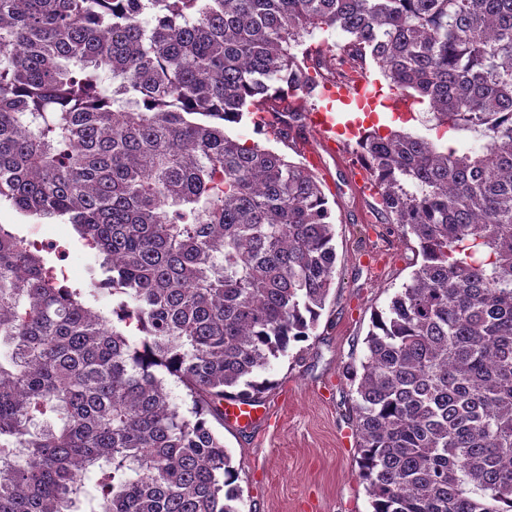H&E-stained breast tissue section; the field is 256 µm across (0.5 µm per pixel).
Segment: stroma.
Returning <instances> with one entry per match:
<instances>
[{
  "label": "stroma",
  "instance_id": "stroma-1",
  "mask_svg": "<svg viewBox=\"0 0 512 512\" xmlns=\"http://www.w3.org/2000/svg\"><path fill=\"white\" fill-rule=\"evenodd\" d=\"M390 97L385 81L373 76L366 95L344 103L309 97L315 109L335 112L332 132L308 123L282 142L255 133L248 120L232 129L311 169L329 200L336 249L333 283L317 328L272 360L265 372L274 383L261 398L266 419L251 428L216 426L237 472L239 512H371V498L359 477L351 414L356 388L345 370L362 360L374 312L410 280L416 256L412 241L377 215L373 196L354 181L351 170L359 160L346 124L437 138L426 110L413 115L392 111ZM0 224L24 238L58 241L64 256L50 250L46 259L64 264L69 284H91L92 256L71 225L23 214L6 201L0 203Z\"/></svg>",
  "mask_w": 512,
  "mask_h": 512
}]
</instances>
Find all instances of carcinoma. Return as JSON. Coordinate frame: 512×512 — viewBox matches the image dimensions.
Listing matches in <instances>:
<instances>
[{
	"instance_id": "cac0c4a2",
	"label": "carcinoma",
	"mask_w": 512,
	"mask_h": 512,
	"mask_svg": "<svg viewBox=\"0 0 512 512\" xmlns=\"http://www.w3.org/2000/svg\"><path fill=\"white\" fill-rule=\"evenodd\" d=\"M345 65L482 140L357 139L421 257L346 368L372 512H512V0H0V200L100 270L0 224V512H239L211 419L316 327L336 251L306 165L226 126L288 138ZM47 222L34 215H25L12 207L9 202L1 201L0 224H9L8 227L13 232L25 239L34 236H40L43 239L42 241L30 239L27 241L30 245L43 248L44 239L47 238L58 241L59 245L65 249V256L62 257L64 261H60L57 253L52 250L46 249L47 252L43 251L41 254L52 265L57 263L60 266H65L69 284L82 288L90 286L93 276L97 280L100 279L90 252L83 245L71 224H65L61 221L57 223ZM92 268L95 269L94 272H92Z\"/></svg>"
}]
</instances>
